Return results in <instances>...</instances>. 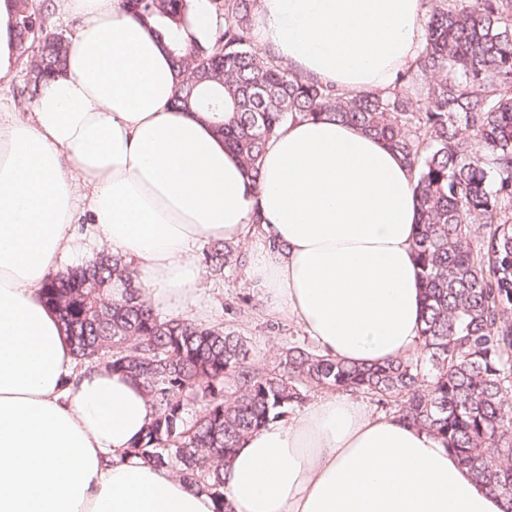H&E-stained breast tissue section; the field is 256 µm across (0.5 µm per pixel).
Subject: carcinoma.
<instances>
[{"mask_svg":"<svg viewBox=\"0 0 512 512\" xmlns=\"http://www.w3.org/2000/svg\"><path fill=\"white\" fill-rule=\"evenodd\" d=\"M161 26L179 83L174 106L229 112L216 125L252 181L265 144L288 120L338 119L398 153L416 172L415 260L423 287L421 345L405 358L356 365L293 345L277 365L252 363L222 327L162 317L131 263L108 252L47 281L75 359L138 379L153 416L133 452L212 495L228 512L224 465L248 433L306 391L370 395L439 437L512 512V0H424V43L385 90L362 94L298 73L255 44V0H210L219 27L194 40L192 0H126ZM16 49L32 94L66 66L67 43L16 0ZM235 249L205 255L222 274ZM120 289L112 299L109 292ZM197 409L194 419L188 410Z\"/></svg>","mask_w":512,"mask_h":512,"instance_id":"1","label":"carcinoma"}]
</instances>
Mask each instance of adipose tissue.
Wrapping results in <instances>:
<instances>
[{
  "label": "adipose tissue",
  "mask_w": 512,
  "mask_h": 512,
  "mask_svg": "<svg viewBox=\"0 0 512 512\" xmlns=\"http://www.w3.org/2000/svg\"><path fill=\"white\" fill-rule=\"evenodd\" d=\"M80 24L26 119L0 106V512H215L211 495L131 451L142 385L75 359L41 291L78 219L133 261L146 302L200 305V242L258 234L247 277L324 353L382 363L420 344L414 176L341 121L288 123L251 181L215 127L173 108L158 27L124 0H61ZM421 0H257V40L295 71L359 93L394 85L422 45ZM0 0V81L17 65ZM261 224H253V213ZM231 512H506L440 439L340 396L245 437L224 468Z\"/></svg>",
  "instance_id": "obj_1"
}]
</instances>
